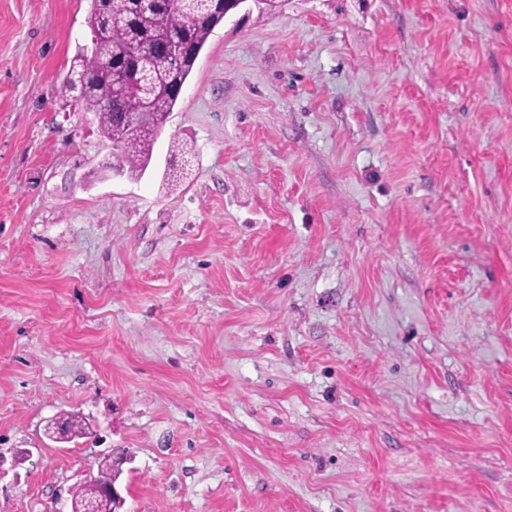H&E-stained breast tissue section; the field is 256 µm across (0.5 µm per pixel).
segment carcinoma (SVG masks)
<instances>
[{
    "instance_id": "cac0c4a2",
    "label": "carcinoma",
    "mask_w": 512,
    "mask_h": 512,
    "mask_svg": "<svg viewBox=\"0 0 512 512\" xmlns=\"http://www.w3.org/2000/svg\"><path fill=\"white\" fill-rule=\"evenodd\" d=\"M239 7L240 0H224L222 10L206 0H90L91 46L71 59L63 87L70 101L95 115L105 139L120 142L123 173L133 179L143 175L159 130L178 102L166 90L149 91L150 78L168 70V40L175 37L184 46L173 71L184 83L214 29ZM86 430L85 421L71 415L67 429L51 437L72 442ZM112 456H102L96 477L78 484L73 499L95 495L97 486L112 478Z\"/></svg>"
}]
</instances>
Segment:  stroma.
Returning <instances> with one entry per match:
<instances>
[{
  "label": "stroma",
  "mask_w": 512,
  "mask_h": 512,
  "mask_svg": "<svg viewBox=\"0 0 512 512\" xmlns=\"http://www.w3.org/2000/svg\"><path fill=\"white\" fill-rule=\"evenodd\" d=\"M89 4L0 0V512H512V0H244L138 180ZM112 451L102 456L101 462L98 465L97 475L93 479L90 478L83 483L76 486L72 499L80 500L96 494L97 486L101 483L109 481L113 476L112 470Z\"/></svg>",
  "instance_id": "obj_1"
}]
</instances>
